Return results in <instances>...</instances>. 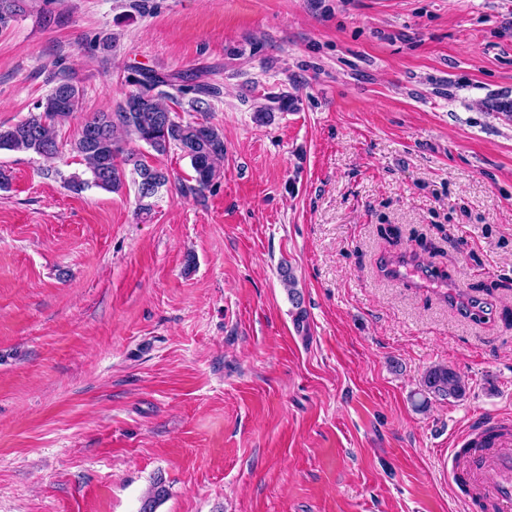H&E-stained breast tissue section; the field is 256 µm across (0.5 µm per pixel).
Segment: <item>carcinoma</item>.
Segmentation results:
<instances>
[{"mask_svg":"<svg viewBox=\"0 0 512 512\" xmlns=\"http://www.w3.org/2000/svg\"><path fill=\"white\" fill-rule=\"evenodd\" d=\"M21 10L20 0H0V26H5ZM128 82L136 86L115 111L95 112L84 119L71 151L91 175V180L77 176L69 186L81 191L92 184L105 191L118 193L125 187L121 163L131 161L125 155V139L147 144L163 155L171 148L188 157L195 176L193 185L182 184L180 192L201 194L218 176L217 164L224 159V134L206 120L183 121L171 104L187 99L194 112H205L206 96L217 94L207 84H178L176 78L157 74H141ZM171 87L175 93L164 91ZM82 89L70 78H60L55 87L35 106L25 119L9 126L0 125V151L24 152L54 159L60 152L58 134L78 111ZM425 391L443 398L459 399L466 393L463 376L448 365L429 368L422 378ZM167 497L163 481L157 478L143 498L139 512H156Z\"/></svg>","mask_w":512,"mask_h":512,"instance_id":"1","label":"carcinoma"}]
</instances>
